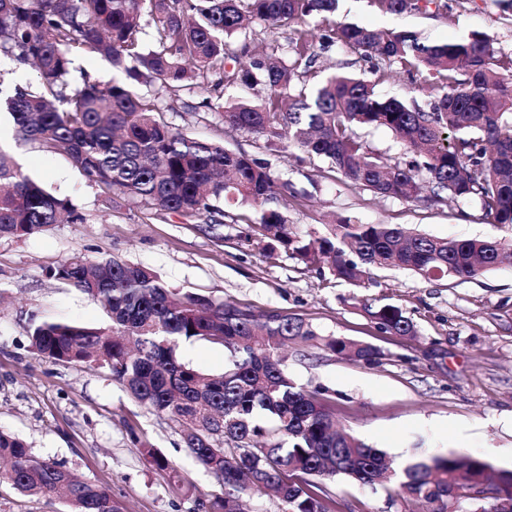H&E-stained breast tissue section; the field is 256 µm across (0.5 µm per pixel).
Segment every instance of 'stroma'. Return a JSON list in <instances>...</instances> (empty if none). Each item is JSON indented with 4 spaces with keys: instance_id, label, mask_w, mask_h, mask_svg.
Masks as SVG:
<instances>
[{
    "instance_id": "obj_1",
    "label": "stroma",
    "mask_w": 512,
    "mask_h": 512,
    "mask_svg": "<svg viewBox=\"0 0 512 512\" xmlns=\"http://www.w3.org/2000/svg\"><path fill=\"white\" fill-rule=\"evenodd\" d=\"M339 18L383 31H413L441 43L484 31L512 48V12L497 0H455L451 14L401 15L373 0H340ZM162 116L197 137L265 160L296 190L284 195L288 220L322 230L335 216L362 224H401L448 238L512 240V226L491 224L474 202L426 209L343 185L328 162L270 151L255 135L225 129L211 114L162 99ZM0 148L24 173L87 214L85 224H54L21 238L0 239V430L25 440L34 454L107 486L125 512H212L222 484L185 448L180 427L132 399L108 368L53 364L34 353L28 329L41 322L106 323L99 302L60 281L49 268L80 252L153 269L170 287L192 290L259 312L306 319L323 335L371 344L369 365L300 344L288 347V370L317 389L343 429L396 462L456 453L512 471V267L464 283L426 281L405 270L375 271L355 288L307 269L284 251L266 257L253 227L184 219L136 200L114 199L70 159L20 139L0 112ZM399 307L412 336L378 331L363 305ZM152 446L170 462L155 466ZM333 512H423L394 490L345 480L328 485Z\"/></svg>"
}]
</instances>
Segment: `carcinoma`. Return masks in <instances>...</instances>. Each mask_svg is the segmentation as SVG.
Segmentation results:
<instances>
[{"label":"carcinoma","mask_w":512,"mask_h":512,"mask_svg":"<svg viewBox=\"0 0 512 512\" xmlns=\"http://www.w3.org/2000/svg\"><path fill=\"white\" fill-rule=\"evenodd\" d=\"M339 0H0V57L32 66L39 85L0 78V106L16 132L66 154L86 179L157 210L212 224L229 217L309 267L355 288L372 271L409 270L429 280L469 281L512 267V241L449 239L400 224H361L347 216L302 233L276 204L268 163L223 143L193 137L166 122L155 100L136 86L159 85L172 101L196 93L189 108L214 113L227 127L265 139L268 147L325 158L346 186L375 196L447 205L474 200L494 224L512 225V51L486 32L427 43L413 32L383 33L336 20ZM386 13L445 15L453 0H375ZM151 17V31L142 25ZM320 18V34L302 23ZM255 18L276 33L293 28L291 56L249 54L232 40ZM336 45L369 65L374 79L335 71L319 77L322 51ZM102 58L122 81L87 75L71 86L73 58ZM400 70L427 74L428 102L382 96L378 84ZM234 93H227V89ZM385 128L403 148L391 161L356 132ZM85 216L65 198L27 177L0 148V238H24ZM50 276L100 300L110 324L42 322L29 329L32 350L50 363L108 367L112 378L147 408L181 428L190 454L211 471L239 512L240 495L271 493L282 512H331L325 482L350 479L396 494L426 512H487L478 493L512 502V471L450 453L394 466L382 451L337 430L317 393L288 374L290 341L372 364L366 343L323 336L300 317L260 313L231 302L170 288L148 267L117 259L92 262L75 253ZM375 327L413 336L414 324L392 305L367 307ZM184 341L224 347L230 363L218 375L182 361ZM0 481L24 495H61L72 512H122L112 492L75 477L0 431Z\"/></svg>","instance_id":"carcinoma-1"}]
</instances>
